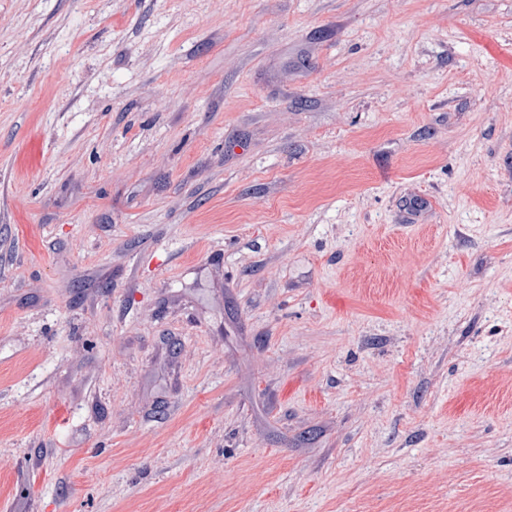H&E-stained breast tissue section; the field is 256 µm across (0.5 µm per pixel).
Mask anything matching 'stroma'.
<instances>
[{
	"mask_svg": "<svg viewBox=\"0 0 512 512\" xmlns=\"http://www.w3.org/2000/svg\"><path fill=\"white\" fill-rule=\"evenodd\" d=\"M0 512H512V0H0Z\"/></svg>",
	"mask_w": 512,
	"mask_h": 512,
	"instance_id": "1",
	"label": "stroma"
}]
</instances>
